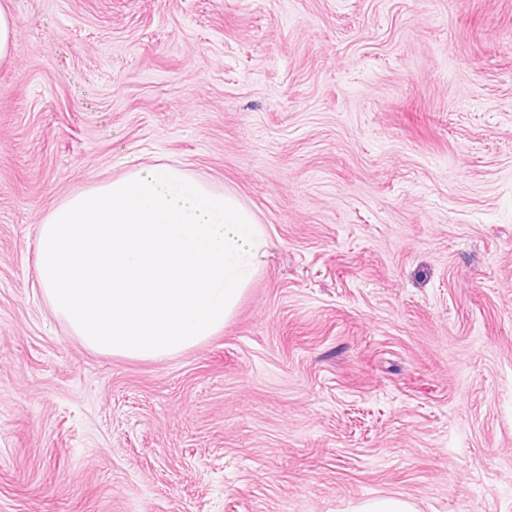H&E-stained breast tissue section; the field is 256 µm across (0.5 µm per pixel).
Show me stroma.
<instances>
[{"label":"stroma","mask_w":512,"mask_h":512,"mask_svg":"<svg viewBox=\"0 0 512 512\" xmlns=\"http://www.w3.org/2000/svg\"><path fill=\"white\" fill-rule=\"evenodd\" d=\"M0 3V512H512V0ZM156 163L268 248L206 342L96 353L37 229ZM17 26V17L0 4V61L11 55L13 37ZM357 512H417L416 506L409 499L400 497L375 498L364 501Z\"/></svg>","instance_id":"35a3bbf8"}]
</instances>
